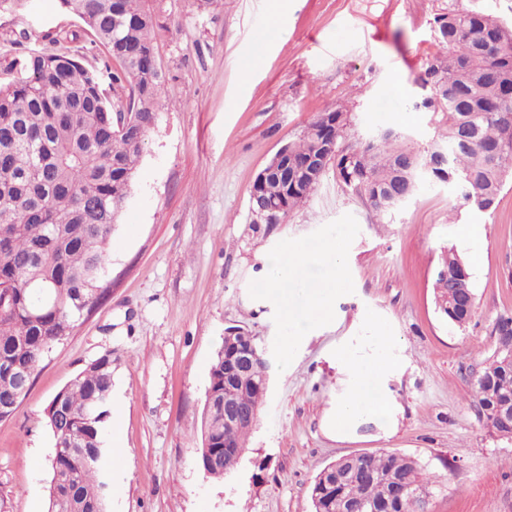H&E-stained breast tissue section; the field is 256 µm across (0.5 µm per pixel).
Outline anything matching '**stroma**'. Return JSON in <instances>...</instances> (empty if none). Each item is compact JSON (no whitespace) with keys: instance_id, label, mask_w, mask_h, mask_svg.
<instances>
[{"instance_id":"stroma-1","label":"stroma","mask_w":512,"mask_h":512,"mask_svg":"<svg viewBox=\"0 0 512 512\" xmlns=\"http://www.w3.org/2000/svg\"><path fill=\"white\" fill-rule=\"evenodd\" d=\"M158 62L173 97L158 106L127 206L108 250L107 297L53 345L16 411L0 419V512H47L54 440L44 410L84 365L111 354L120 423L105 434L98 473L107 512H312L310 488L336 459L380 451L415 456L438 477L430 512H512V441L492 438L471 389L512 315V183L495 209L468 208L459 186L421 188L377 219L334 173L286 222L257 224L250 189L273 155L327 109L349 113L351 139L392 128L419 148L434 137L417 81L434 50L435 19L480 9L512 21V0H287L281 30L256 36L268 0H155ZM78 27L57 0L0 15V55L50 48L57 26ZM262 53L263 63L246 62ZM399 81L401 93L389 86ZM475 225L471 236L461 233ZM342 243L328 256L344 289L334 316L283 353L292 328L263 286L269 254ZM477 252L475 313L462 329L433 301L443 247ZM239 325L271 361L259 419L224 480L197 464L209 369L224 329ZM390 356L399 411L383 431L362 419L339 439L327 429L349 361Z\"/></svg>"}]
</instances>
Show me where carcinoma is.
Masks as SVG:
<instances>
[{
  "label": "carcinoma",
  "instance_id": "1",
  "mask_svg": "<svg viewBox=\"0 0 512 512\" xmlns=\"http://www.w3.org/2000/svg\"><path fill=\"white\" fill-rule=\"evenodd\" d=\"M82 30L58 27L52 42L74 44L91 36L117 68L104 87L100 73L69 52L33 50L10 60L0 83V419L18 408L27 381L46 351L65 340L110 288L106 251L131 195L148 133L169 95L154 51L158 15L150 0H59ZM437 50L421 85L431 96L435 136L424 151L394 130L369 143L348 135L341 108L318 114L286 145L288 177L257 175L251 209L263 224H282L308 201L329 169L378 216L392 212L386 199L414 195L415 167L429 164L428 181L456 182L464 204L489 211L512 179V23L483 11L437 17ZM127 113L124 131L112 129V112ZM445 148L449 160L435 153ZM434 304L451 325L464 328L475 308L468 266L457 250L441 251L434 273ZM254 337L231 326L209 374L207 412L197 462L216 480L236 468L243 438L258 420L268 390L269 361L257 350L251 377L226 383L236 346ZM112 354L85 365L50 401L46 425L53 435L49 508L106 512L109 494L96 477L111 423ZM477 416L490 435L512 440V365L492 349L473 382ZM230 398L243 414L224 426L217 408ZM432 476L417 458L365 453L319 474L310 492L312 512H429Z\"/></svg>",
  "mask_w": 512,
  "mask_h": 512
}]
</instances>
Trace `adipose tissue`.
Instances as JSON below:
<instances>
[{
  "instance_id": "adipose-tissue-1",
  "label": "adipose tissue",
  "mask_w": 512,
  "mask_h": 512,
  "mask_svg": "<svg viewBox=\"0 0 512 512\" xmlns=\"http://www.w3.org/2000/svg\"><path fill=\"white\" fill-rule=\"evenodd\" d=\"M340 253V246L327 244L315 251L289 249L271 256L272 277L265 290L279 301L295 329H303L307 324L325 323L333 317V302L343 287L342 280L333 275L310 280L303 277L302 272L313 267L320 256H337ZM398 370V362L391 358L349 365L347 389L336 400L337 433L349 431L366 416L386 423L391 421L393 401L387 383Z\"/></svg>"
}]
</instances>
